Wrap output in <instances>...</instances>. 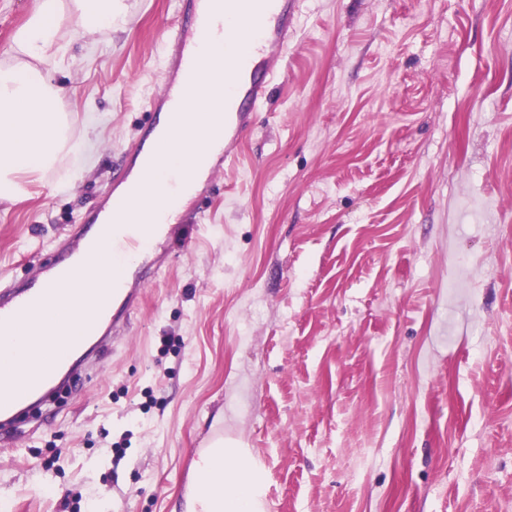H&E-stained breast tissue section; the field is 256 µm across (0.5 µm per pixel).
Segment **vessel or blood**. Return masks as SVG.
<instances>
[{
	"instance_id": "obj_1",
	"label": "vessel or blood",
	"mask_w": 512,
	"mask_h": 512,
	"mask_svg": "<svg viewBox=\"0 0 512 512\" xmlns=\"http://www.w3.org/2000/svg\"><path fill=\"white\" fill-rule=\"evenodd\" d=\"M242 7L247 8L252 20L248 56L243 59L225 57L222 73L208 74L198 50L200 38L217 31L224 39L237 38V31L218 30L217 24L223 14ZM298 10L299 0H181L177 22L162 44L163 90L150 102L153 120L145 125L116 176L119 190L112 192L99 212L98 238L88 239L83 229L63 236L59 249L72 257L73 262L60 270L56 287L0 284L1 333L12 331L29 310L53 307L68 295L69 285L87 272L83 263L87 252L108 248L120 236H128L133 243L147 239L152 265L161 268V244L167 236L162 225L142 224L129 229L121 222L122 216L138 204L139 177L150 164L159 142H166L173 149L180 146L184 104L207 80L221 89L218 109L223 120L220 132L223 145L214 155L210 169L221 171L235 160L240 144L254 129L257 112L272 82L285 66L280 53L294 37ZM143 288L140 280L130 284L105 278L100 288L81 290L84 323L74 335L58 340L57 348L61 352L83 351L85 367L96 369L102 353L119 337L137 306ZM66 366L62 357L31 362L22 367L12 384L0 385V425L5 423L20 398L40 396L55 387L57 376Z\"/></svg>"
}]
</instances>
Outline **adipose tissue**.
<instances>
[{
  "label": "adipose tissue",
  "mask_w": 512,
  "mask_h": 512,
  "mask_svg": "<svg viewBox=\"0 0 512 512\" xmlns=\"http://www.w3.org/2000/svg\"><path fill=\"white\" fill-rule=\"evenodd\" d=\"M120 0H31L26 21L16 30L10 59L0 64V202H11L22 191V174H47L63 153L72 151L71 117L59 109L65 88L57 83L51 63L62 59L66 46L59 37L64 14H72L86 33L108 31L118 15ZM186 122L190 135L177 150L158 151L155 168L131 224L150 219L170 222L159 201L187 174L203 180L193 166L201 151V135L215 122L208 93L194 95ZM79 315L72 301L28 317L8 336L0 335V382L10 379L32 354L42 351L45 332L74 329ZM197 492L193 512H264L261 476L239 448L217 447L198 454Z\"/></svg>",
  "instance_id": "obj_1"
}]
</instances>
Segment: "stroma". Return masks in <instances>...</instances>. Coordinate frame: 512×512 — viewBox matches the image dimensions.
I'll return each mask as SVG.
<instances>
[{
	"label": "stroma",
	"instance_id": "35a3bbf8",
	"mask_svg": "<svg viewBox=\"0 0 512 512\" xmlns=\"http://www.w3.org/2000/svg\"><path fill=\"white\" fill-rule=\"evenodd\" d=\"M175 21L64 19L78 147L0 203V278L98 208ZM296 27L99 368L0 427L13 512H177L219 432L265 512H512V0H301Z\"/></svg>",
	"mask_w": 512,
	"mask_h": 512
}]
</instances>
